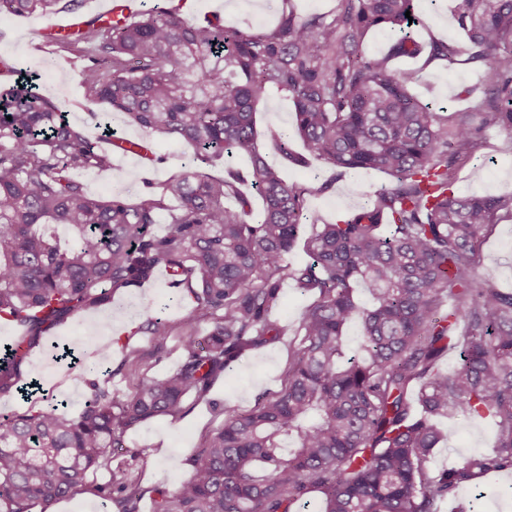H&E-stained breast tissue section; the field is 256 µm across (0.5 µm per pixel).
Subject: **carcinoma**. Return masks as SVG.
<instances>
[{
    "label": "carcinoma",
    "instance_id": "obj_1",
    "mask_svg": "<svg viewBox=\"0 0 512 512\" xmlns=\"http://www.w3.org/2000/svg\"><path fill=\"white\" fill-rule=\"evenodd\" d=\"M83 2L0 0V15L77 13ZM455 19L467 62L487 71V83L472 111L450 114L412 95L415 74L393 67L426 49L450 62L459 54L415 39L414 0H338L332 14L292 12L260 34L156 7L125 23L97 15L57 36L86 60L88 103L125 113L204 164L249 155L263 201L255 216L239 175L195 167L137 202L91 197L75 172L107 169L112 154L56 102L19 80L0 86V321L25 331V351L0 358V395L29 396L36 382L19 383L16 371L38 336L149 281L159 266L188 285L190 304L176 371L143 379L124 399L112 392V373L91 362L79 412L52 406L0 422V512H46L99 469L111 483L94 494L116 512H139L144 490L112 469V451L146 420L181 417L186 397L205 393L243 351L275 340L269 313L286 279L312 302L282 389L247 411L224 409L204 448L171 460L189 473L173 491L153 490V512H291L312 493L320 512H440L460 486L512 470V290L475 277L484 232L499 212L512 214V194L459 195L450 181L485 131L512 137V0H456ZM378 28L398 37L386 53L367 55L364 39ZM269 88L288 94L295 134L335 177L372 170L389 184L334 224L310 216L305 195L330 184H290L259 150L256 107ZM274 146L305 163L288 135ZM232 197L240 208L225 205ZM171 198L179 207L157 236ZM47 224L72 231L75 245L61 246ZM307 224L310 261L292 265L287 255ZM145 314L137 331L158 342L171 335L153 305ZM203 319L212 327L199 339ZM352 324L360 335L350 355ZM454 346L459 361L448 374L438 361ZM458 416L490 418L495 446L433 476L443 439L434 419Z\"/></svg>",
    "mask_w": 512,
    "mask_h": 512
}]
</instances>
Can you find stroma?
<instances>
[{"mask_svg":"<svg viewBox=\"0 0 512 512\" xmlns=\"http://www.w3.org/2000/svg\"><path fill=\"white\" fill-rule=\"evenodd\" d=\"M192 3L193 10L186 14L190 21L217 19L226 26L260 33L274 26L282 14L291 11L300 16L327 13L335 8L337 0H192ZM453 5L454 0H418L416 12L422 21L418 39L422 44H429L434 38L431 20L444 19L449 23L444 42L465 47V37L452 21ZM52 23V18L38 14L0 16V56L15 61L19 71L39 75L42 93L62 107L75 129L85 131L89 128L90 106L80 85L82 59L59 48L40 53L33 50L37 31ZM396 66L401 70L418 71V80L408 85L411 93L452 111L470 109L474 101L463 97V89L486 78L483 69L469 64L451 65L444 60L438 61L434 70H427L421 56L399 60ZM293 117V105L287 94L268 89L257 105L259 143L269 161L279 165L288 182L305 187L316 175L332 180L329 190L308 197L310 214L329 222L336 221L345 212L362 206L387 184L386 175L375 171L356 170L337 180L320 160L309 159L304 166L283 160L274 148L272 136L292 131ZM511 143L512 137L506 132L487 130L477 157L456 172L455 192L481 196L511 194L512 153L507 150ZM153 149L161 157V164L143 168L116 159L110 170L82 171L78 178L91 195L100 197L109 196L113 188L119 186L125 187L127 197L133 200L141 193L158 191L162 182L189 163L190 154L181 144L158 136L153 139ZM478 274L498 287L512 290L511 215H501L490 228L482 246ZM280 295L278 306L269 315L281 330L278 339L245 351L216 377L206 396L188 397L184 416L152 419L126 433L124 446L115 451L112 465L123 470L131 483L147 491L156 487H177L186 472L170 468V458H186L201 448L208 435L222 425L224 408L246 411L258 399L281 389L288 355L299 341V320L310 298L288 281L282 283ZM149 302L161 307L163 316L177 323L189 312L187 301L179 300L158 275L144 285L113 292L109 304L80 311L41 337L17 372L24 382L39 379L43 395L33 396L27 403L12 394L0 395V413L41 407L46 395L66 401L71 411H79L89 395L84 365L96 357L91 341L114 331L119 332L120 337L113 342L109 365L112 388L119 395L133 393L142 378L161 376L177 369L184 358L182 329L177 327L160 346L152 337L137 331L143 320V306ZM66 346L73 349V358H62V349ZM127 346L144 353L136 367L122 363L123 349ZM439 426L449 432L450 438L436 449L431 471L461 464L471 456L490 452L494 446L496 435L489 420L445 419ZM109 480V472L103 469L87 476L89 487ZM89 487L55 502L48 512H111L109 502L94 495ZM458 502L470 506L472 512H512V472L493 473L461 486L455 501L444 502L441 512H453Z\"/></svg>","mask_w":512,"mask_h":512,"instance_id":"obj_1","label":"stroma"}]
</instances>
